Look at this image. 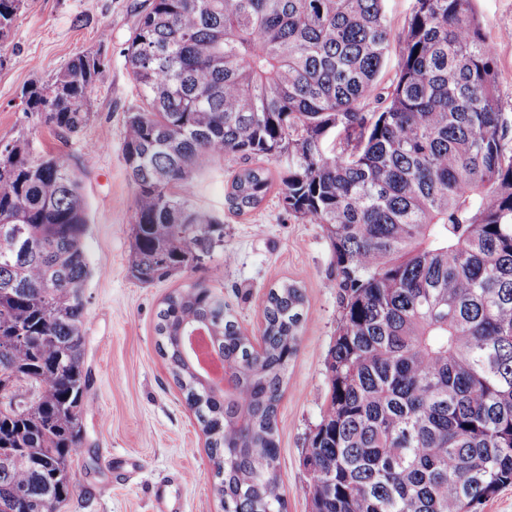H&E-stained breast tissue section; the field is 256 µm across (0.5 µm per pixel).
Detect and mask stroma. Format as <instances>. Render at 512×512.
<instances>
[{"instance_id":"stroma-1","label":"stroma","mask_w":512,"mask_h":512,"mask_svg":"<svg viewBox=\"0 0 512 512\" xmlns=\"http://www.w3.org/2000/svg\"><path fill=\"white\" fill-rule=\"evenodd\" d=\"M149 0H23L0 49V148L28 143L33 156L53 154L78 174L87 205L85 251L91 274L83 290L85 367L90 403L85 438L72 462L75 490L60 512H154V484L169 478L176 512H222L206 438L183 392L158 352L157 313L164 299L201 282L223 296L241 330H262L272 288L296 281L305 295L297 353L277 414L280 483L288 512H311L303 465L311 434L330 396L326 367L340 320L336 267L325 228L294 217L278 191L239 217L224 204V189L244 168L226 157L192 173L198 205L224 222V245L209 267L177 272L143 285L127 269L135 186L123 155L125 117L142 101L124 50ZM485 30L496 35L497 77L503 111L512 120V0H477ZM102 61L88 105L91 119L61 138L25 112L23 92L50 81L77 53ZM190 473L182 484L176 472Z\"/></svg>"}]
</instances>
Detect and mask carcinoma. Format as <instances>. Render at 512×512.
<instances>
[{
    "label": "carcinoma",
    "instance_id": "carcinoma-1",
    "mask_svg": "<svg viewBox=\"0 0 512 512\" xmlns=\"http://www.w3.org/2000/svg\"><path fill=\"white\" fill-rule=\"evenodd\" d=\"M386 2L151 0L126 48L143 101L125 119L127 263L144 284L207 265L224 225L187 191L191 171L276 158L283 207L325 226L339 288L330 398L305 457L312 512H477L512 486V125L475 0H411L395 78L378 91ZM21 4L0 0V49ZM100 68L76 54L25 90V112L80 132ZM335 132L340 152L325 148ZM16 150L0 155V512H17V491L28 512H59L89 403L86 202L60 158ZM273 186L268 169H241L228 210L249 214ZM303 308L297 282L270 291L259 350L202 283L157 313L224 512H287L276 417ZM197 325L230 395L184 357ZM21 382L39 391L16 407Z\"/></svg>",
    "mask_w": 512,
    "mask_h": 512
}]
</instances>
